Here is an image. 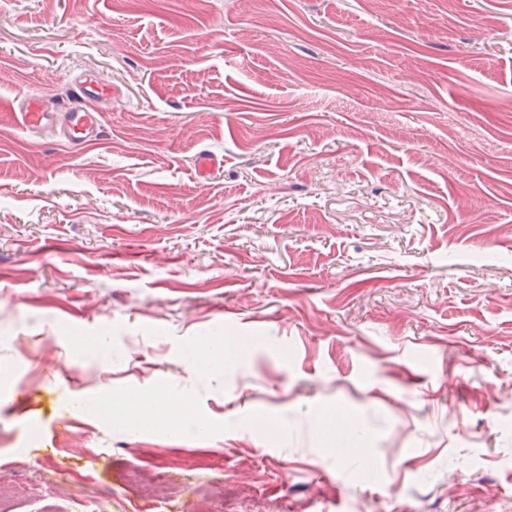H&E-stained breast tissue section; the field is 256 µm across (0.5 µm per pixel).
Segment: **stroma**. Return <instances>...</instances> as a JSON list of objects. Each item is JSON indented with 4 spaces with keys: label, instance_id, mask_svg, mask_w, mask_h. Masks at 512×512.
<instances>
[{
    "label": "stroma",
    "instance_id": "stroma-1",
    "mask_svg": "<svg viewBox=\"0 0 512 512\" xmlns=\"http://www.w3.org/2000/svg\"><path fill=\"white\" fill-rule=\"evenodd\" d=\"M86 71L101 138L19 125ZM155 390L200 430L53 428ZM6 453L13 512H512V0H0Z\"/></svg>",
    "mask_w": 512,
    "mask_h": 512
}]
</instances>
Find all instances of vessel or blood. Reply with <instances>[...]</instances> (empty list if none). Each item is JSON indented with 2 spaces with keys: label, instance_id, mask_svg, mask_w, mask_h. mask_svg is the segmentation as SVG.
Here are the masks:
<instances>
[{
  "label": "vessel or blood",
  "instance_id": "b4317fda",
  "mask_svg": "<svg viewBox=\"0 0 512 512\" xmlns=\"http://www.w3.org/2000/svg\"><path fill=\"white\" fill-rule=\"evenodd\" d=\"M112 95L111 83L88 74L73 82L65 101L54 103L38 95L19 99L20 124L32 132L60 130L70 146H79L101 136V114L111 103Z\"/></svg>",
  "mask_w": 512,
  "mask_h": 512
}]
</instances>
